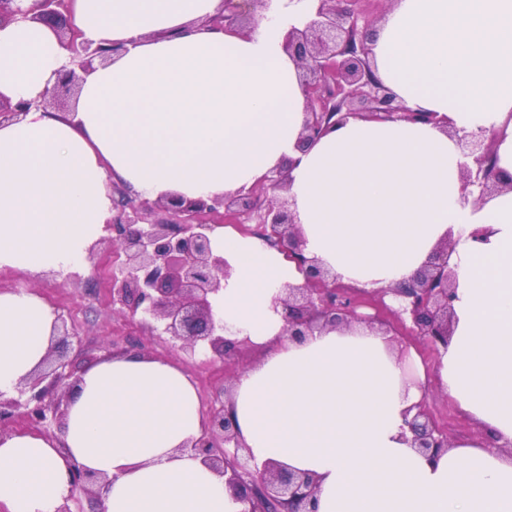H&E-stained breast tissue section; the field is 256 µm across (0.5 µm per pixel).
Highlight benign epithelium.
I'll return each mask as SVG.
<instances>
[{
    "mask_svg": "<svg viewBox=\"0 0 512 512\" xmlns=\"http://www.w3.org/2000/svg\"><path fill=\"white\" fill-rule=\"evenodd\" d=\"M20 0H0V20L18 15L28 16L45 25L69 17L68 0H34V6L22 9ZM253 10L241 8V0H224V14L214 23L227 32L241 33L254 27L256 9L269 0H247ZM313 14L303 28H292L284 37V48L297 64L307 101L306 119L298 142L306 144L335 130L350 118L374 121L403 120L413 123L447 126L436 112L412 110L396 101L395 95L375 75L371 65V42L375 23L381 16L352 7L355 0H315ZM61 45L69 52L72 68L63 72L57 85L43 94V107L62 110L65 103L58 98L57 86L68 85L92 67L94 60L104 63L113 49L84 37L73 24L59 35ZM29 106L16 105L0 98V120L19 116ZM457 145L475 167L461 169L463 190L479 189V198L512 190V177L502 174L493 163L494 137L484 132L456 136ZM287 191L285 172L275 168L252 186L248 196L226 195L221 198L186 199L170 195L154 205L166 211V224L144 222L147 201L135 202L123 190L112 199V243L125 259L119 274L110 285L112 305L140 326L154 332L158 329L181 342L180 348L193 355L203 346L211 358L236 362L250 348L247 340L224 336V321L215 319L213 301L224 291L229 264L216 253L211 234V219L239 221L240 215L255 211L258 235L278 246L296 263L304 275L300 286L287 285L275 298L282 306L284 331L292 339L302 340L314 332L349 328L365 324L389 333L388 325L373 316L358 312L360 304L336 285L334 275L315 259L304 254V239L291 209V201H270L262 206L258 193ZM454 243L441 244L410 280L399 283L385 293L401 299L394 310L401 323L433 346L448 345L451 336L454 284L448 273V257ZM53 335L61 340L51 344L42 371L18 388L9 399L0 394V423L15 415L38 426L47 419L52 404L47 397L70 387L65 369L68 362L59 343L70 344L75 332L68 330L62 318L54 323ZM50 384L41 383L47 374ZM412 446L434 458L448 450L449 440L425 405L407 421ZM243 444L238 435L234 415L223 405L206 416L201 436L187 449L202 456L213 470L224 474V483L236 499L248 504L244 512H316L317 478L306 472L293 471L279 463L268 462L263 469L251 464V458L240 453ZM71 494L75 501L83 494L95 497L108 479L83 470L70 468Z\"/></svg>",
    "mask_w": 512,
    "mask_h": 512,
    "instance_id": "obj_1",
    "label": "benign epithelium"
}]
</instances>
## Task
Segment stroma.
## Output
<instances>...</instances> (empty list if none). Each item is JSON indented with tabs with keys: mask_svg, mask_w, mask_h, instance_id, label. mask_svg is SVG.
I'll list each match as a JSON object with an SVG mask.
<instances>
[{
	"mask_svg": "<svg viewBox=\"0 0 512 512\" xmlns=\"http://www.w3.org/2000/svg\"><path fill=\"white\" fill-rule=\"evenodd\" d=\"M124 259L112 244L111 233H104L95 245L94 255L85 259L80 269L67 277L53 274L30 276L12 270L0 271V291L32 290L42 296L77 333V344L66 353L72 378L97 361L119 354L129 341H137L142 353L165 358L177 364L195 383L203 408L225 400L224 383L256 357L247 352L239 362L226 366L214 363L208 355H188L180 351L171 337L151 335L121 314L112 310L109 283ZM426 407L451 442H477L494 450L498 444L488 438L473 420L436 388H429Z\"/></svg>",
	"mask_w": 512,
	"mask_h": 512,
	"instance_id": "1",
	"label": "stroma"
}]
</instances>
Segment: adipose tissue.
I'll use <instances>...</instances> for the list:
<instances>
[{"label": "adipose tissue", "instance_id": "ef3b65f1", "mask_svg": "<svg viewBox=\"0 0 512 512\" xmlns=\"http://www.w3.org/2000/svg\"><path fill=\"white\" fill-rule=\"evenodd\" d=\"M70 8L85 38L118 51L83 74L77 104L61 112L36 103L69 66L55 32L0 25V97L31 104L0 123V270L81 264L112 217L113 184L151 200L221 197L294 160L304 253L337 282L389 287L454 240L455 323L436 385L512 445V191L464 199L465 158L430 124L351 119L299 150L306 98L283 39L304 0H272L245 35L208 26L224 0ZM372 56L407 107L493 134L497 167L512 175V0H391ZM213 244L232 268L214 313L260 353L229 400L256 466L315 475L317 512H512V455L461 443L431 459L411 447L405 418L427 391L408 370L414 356L398 360L386 335L362 327L289 339L274 298L301 283L295 264L229 228ZM54 321L40 295L0 292L1 394L41 368ZM203 426L197 389L173 363L101 361L72 389L60 436L0 437V505L57 512L75 462L108 478L105 512H242L188 449Z\"/></svg>", "mask_w": 512, "mask_h": 512}]
</instances>
